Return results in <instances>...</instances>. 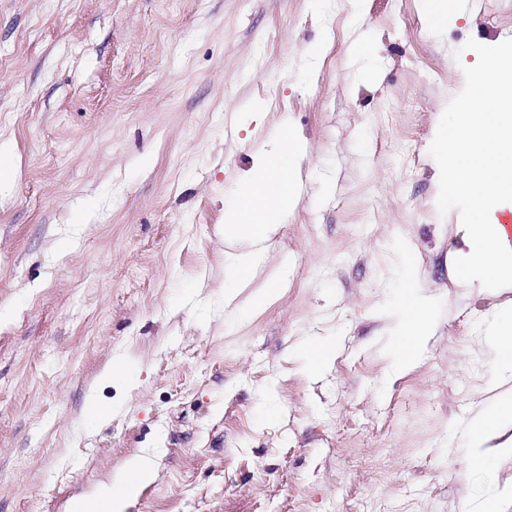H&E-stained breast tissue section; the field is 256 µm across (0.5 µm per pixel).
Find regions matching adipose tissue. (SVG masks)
<instances>
[{
    "instance_id": "ef3b65f1",
    "label": "adipose tissue",
    "mask_w": 512,
    "mask_h": 512,
    "mask_svg": "<svg viewBox=\"0 0 512 512\" xmlns=\"http://www.w3.org/2000/svg\"><path fill=\"white\" fill-rule=\"evenodd\" d=\"M304 156V145L290 126H281L277 137L254 172L241 185L238 205L225 214L224 239L244 242L245 247L230 256V270L224 279V298L233 301L251 279L265 242L277 229L276 217L288 213L299 196L298 171ZM399 342L396 362L412 367L420 345L427 334L430 305L416 290L404 292L398 302ZM512 417V399L502 401L493 413L474 418L468 430V459L472 467L483 469L491 460L485 450L499 419ZM157 476L152 456L137 455L126 463L113 480L101 484L96 491L74 500L71 512H125L129 499Z\"/></svg>"
}]
</instances>
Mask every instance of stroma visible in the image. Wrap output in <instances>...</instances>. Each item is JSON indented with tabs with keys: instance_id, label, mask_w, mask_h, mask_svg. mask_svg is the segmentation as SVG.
<instances>
[{
	"instance_id": "35a3bbf8",
	"label": "stroma",
	"mask_w": 512,
	"mask_h": 512,
	"mask_svg": "<svg viewBox=\"0 0 512 512\" xmlns=\"http://www.w3.org/2000/svg\"><path fill=\"white\" fill-rule=\"evenodd\" d=\"M426 8L0 0V512H65L153 452L127 512H512V454L465 451L512 286L456 277L429 153L467 40L512 38V0H458L437 30ZM284 124L302 191L253 284L284 278L247 316L220 230ZM409 285L433 315L402 370ZM118 356L125 383L103 377Z\"/></svg>"
}]
</instances>
